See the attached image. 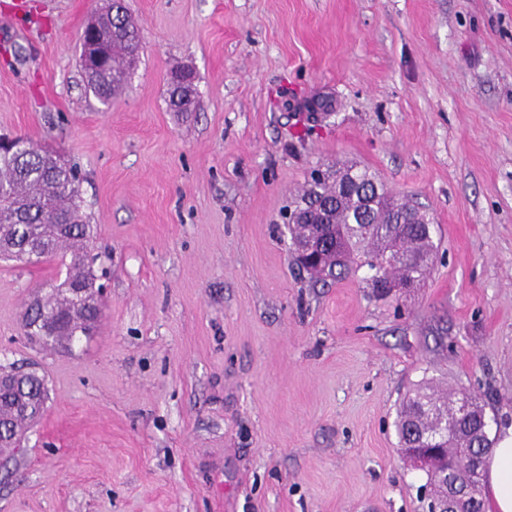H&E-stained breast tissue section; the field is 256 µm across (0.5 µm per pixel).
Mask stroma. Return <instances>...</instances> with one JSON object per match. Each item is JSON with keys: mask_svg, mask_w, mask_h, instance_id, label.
Returning <instances> with one entry per match:
<instances>
[{"mask_svg": "<svg viewBox=\"0 0 512 512\" xmlns=\"http://www.w3.org/2000/svg\"><path fill=\"white\" fill-rule=\"evenodd\" d=\"M106 4L0 0V134L79 165L107 270L67 349L24 328L57 264L0 258V366L47 389L0 512H424L394 426L414 384L512 426V0H125L142 50L108 105L79 60ZM303 99L333 107L308 134ZM343 163L428 208L416 288L299 267L288 215Z\"/></svg>", "mask_w": 512, "mask_h": 512, "instance_id": "1", "label": "stroma"}]
</instances>
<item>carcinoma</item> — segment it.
Wrapping results in <instances>:
<instances>
[{"label": "carcinoma", "mask_w": 512, "mask_h": 512, "mask_svg": "<svg viewBox=\"0 0 512 512\" xmlns=\"http://www.w3.org/2000/svg\"><path fill=\"white\" fill-rule=\"evenodd\" d=\"M104 37L106 58L97 69L86 72L88 87L104 102L114 99L123 89L128 75L127 58L139 55L142 38L139 25L132 19L124 0H112L110 9L99 17ZM181 70L171 72L169 79V105L176 112H191L195 98L174 99V83ZM30 150L23 155L0 153V198L6 205L0 208V242L3 251L25 255L26 231L20 225L33 226L34 235L52 258L68 272V278L79 279L99 259L91 253L94 226L82 211L80 175L77 166L60 164L43 147L29 142ZM322 202L329 205L324 219L336 225V247L345 255V261L336 264L342 275L352 270L350 263L360 260V266L373 271L372 286L379 288L375 262L386 261L382 275L394 281L408 279L421 281L430 267L433 255L430 225L400 223L415 208L383 190L382 199L372 208L369 234L352 240L342 234L348 224L358 223L362 205L359 198L334 183L318 184ZM68 224V233L61 237L56 225ZM69 300L44 304L32 308L25 327L27 335L36 333L32 326L46 315L66 317L65 305ZM100 315L96 311L82 312L68 320L66 336L58 340L72 342L81 333L90 334ZM46 390L42 379L22 378L9 394L0 396V448L13 442L12 408L20 404L28 409V417L38 418L44 409ZM448 420V440L443 451L453 461L456 478L473 488L484 486V472L470 471L465 460L467 449L491 450L494 440L489 436L481 398L472 393H460L448 399L436 396L430 383L417 384L405 396L397 424L401 446L406 447L420 440L422 435L435 431L436 421Z\"/></svg>", "instance_id": "cac0c4a2"}]
</instances>
